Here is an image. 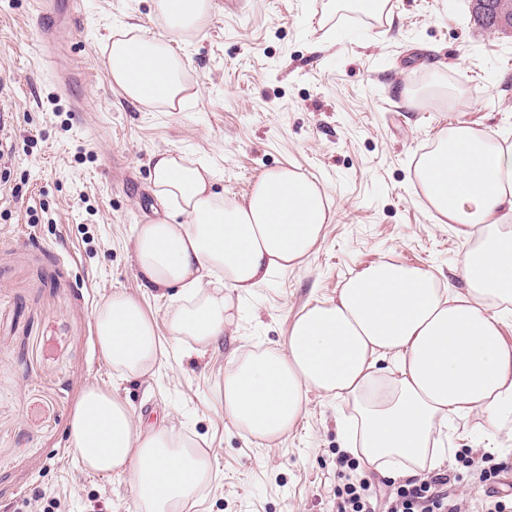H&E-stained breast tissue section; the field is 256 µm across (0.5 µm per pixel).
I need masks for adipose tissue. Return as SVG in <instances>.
<instances>
[{"label": "adipose tissue", "mask_w": 512, "mask_h": 512, "mask_svg": "<svg viewBox=\"0 0 512 512\" xmlns=\"http://www.w3.org/2000/svg\"><path fill=\"white\" fill-rule=\"evenodd\" d=\"M212 0H153L156 22L186 34L205 23ZM106 71L128 99L176 109L192 95L184 60L167 40L135 24L113 33ZM152 182L168 219L137 224L133 261L149 286H180L164 318L139 299L110 294L94 314L103 361L122 378H144L168 347L197 352L235 325V295L302 265L335 213L325 189L279 167L229 200L213 173L181 152L153 158ZM411 185L435 223L464 241L463 288L434 271L381 257L314 300L275 348L233 356L224 373V416L246 437L272 444L294 426L310 395L342 400L343 449L396 477L442 469L455 419L490 425L512 414V142L467 123L441 129ZM87 471L132 472L140 512H184L214 480L209 452L175 425H143L111 390L88 386L69 425Z\"/></svg>", "instance_id": "adipose-tissue-1"}]
</instances>
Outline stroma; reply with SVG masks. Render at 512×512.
I'll use <instances>...</instances> for the list:
<instances>
[{"label": "stroma", "instance_id": "35a3bbf8", "mask_svg": "<svg viewBox=\"0 0 512 512\" xmlns=\"http://www.w3.org/2000/svg\"><path fill=\"white\" fill-rule=\"evenodd\" d=\"M197 33L175 40L199 91L149 109L113 89L112 32L163 36L152 0H82L61 24L84 78L63 92L32 36L31 0H0V512H133L131 473L86 472L67 445L85 388H111L152 423L174 422L209 449L215 479L189 512H336L339 400L310 396L266 449L224 417L230 359L277 346L313 300L334 296L389 256L460 284L461 240L434 223L410 180L442 129L460 122L512 137V27L477 24L474 0H394L385 17L333 0H213ZM177 149L213 166V188L241 198L288 165L325 187L335 220L308 262L245 295L236 325L205 352L122 380L101 359L93 316L123 290L156 316L178 298L131 259L134 225L154 218L150 158ZM448 429V447H496L512 474V416Z\"/></svg>", "mask_w": 512, "mask_h": 512}]
</instances>
